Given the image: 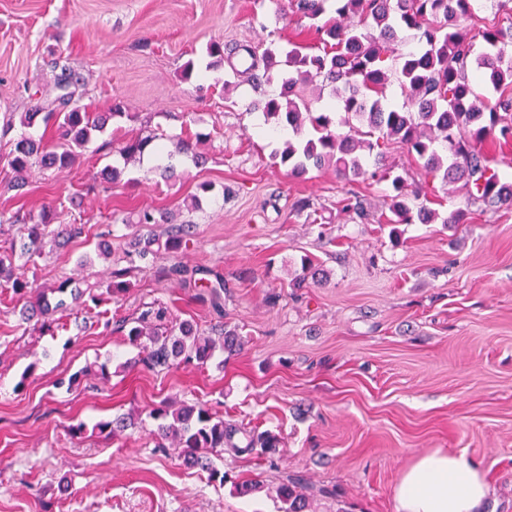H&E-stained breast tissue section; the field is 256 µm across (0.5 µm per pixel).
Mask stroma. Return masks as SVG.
I'll return each instance as SVG.
<instances>
[{
	"instance_id": "obj_1",
	"label": "stroma",
	"mask_w": 512,
	"mask_h": 512,
	"mask_svg": "<svg viewBox=\"0 0 512 512\" xmlns=\"http://www.w3.org/2000/svg\"><path fill=\"white\" fill-rule=\"evenodd\" d=\"M215 39L260 50L314 42L288 0H0V212L84 227L65 246L46 244L26 278L38 288L106 283L133 236L126 217L145 207L196 226L179 257L158 252L134 274L107 317L77 302L65 327L42 331L0 295V512H285L276 489L291 475L330 489L316 512H394L402 471L436 448L481 460L494 487L488 512H512V204L475 205L467 223L442 224L465 204L464 187L445 186L392 141L375 151L388 179L346 181L330 168L290 176L274 156L287 132L251 108L260 92L226 83L228 64L208 68ZM61 60L81 78L79 104H120L116 127L164 145L196 138L206 164L165 180L140 161L113 182L104 170L116 158L96 138L72 167L33 168L16 187L15 142L49 144L56 131L6 116L55 107ZM396 175L421 188L439 222L390 236ZM204 181L212 192L188 210ZM353 196L368 219L344 210ZM302 198L309 208H296ZM104 234L108 259L96 250ZM175 261L221 276V309L157 278ZM152 302L205 333L238 329L240 350L162 372L137 365V348L110 322ZM165 398L270 432L279 450L224 452L216 466L230 478L213 481L177 448H155L149 412ZM118 415L136 427L111 439L70 434ZM246 480L257 488L239 494Z\"/></svg>"
}]
</instances>
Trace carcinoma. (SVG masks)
Wrapping results in <instances>:
<instances>
[{
    "label": "carcinoma",
    "instance_id": "obj_1",
    "mask_svg": "<svg viewBox=\"0 0 512 512\" xmlns=\"http://www.w3.org/2000/svg\"><path fill=\"white\" fill-rule=\"evenodd\" d=\"M292 12L312 22L323 47L317 52L293 45L286 52L289 69L279 70L280 49L270 46L256 55L250 45L235 47L249 64L233 73L255 88L277 84L280 92L264 95L256 104L266 120L288 127L292 137L279 151L281 162L290 166L293 175H303L309 168L332 166L336 175L354 180L365 175L374 179L387 174L368 172L364 167L374 148L373 139L395 140L423 162L429 171L440 175L443 183L464 182L466 206L453 209L444 219L446 224H465L469 206L511 204L512 183L503 182L491 170L480 145L495 135L507 141L512 138V124L501 121L512 117V56L505 46L512 45V27H486L474 31L468 25L472 12L470 0H289ZM414 32L418 47L400 52L403 35ZM481 50H475V42ZM399 54L403 60L401 83L407 104L400 110L387 103L388 74L378 67L383 54ZM480 78L483 89L473 88L469 74ZM320 82L339 92L344 116L336 119L330 112L314 113L301 93L304 85ZM79 76L68 66H61L57 77V107L46 112H23L19 120L31 126L36 119L56 126L57 142L45 150L34 140L22 137L14 145L10 168L22 173L38 166L44 169H65L74 159L76 149L107 132L109 122L123 117L120 106L110 112H91L74 100V87ZM311 125L315 135L305 134ZM154 139L138 134L117 144L106 141L103 147L126 162L144 154ZM184 157L199 166L203 156L188 139L173 142L169 159ZM394 195L389 205L392 217L386 223L431 224L437 213L424 206L413 207L410 198L418 192L409 189L401 176L392 180ZM126 223L145 228L166 224L165 239L136 235L133 249L125 252L110 271L105 293L88 288V298L96 306L126 294L130 277L149 266L148 257L156 250L177 256L189 248L195 225L173 224L168 213L142 209ZM20 224L23 236L5 235L4 226ZM80 224H59L52 227L46 215L24 222L19 213H0V288L11 297L26 301L22 316L27 321L42 319L48 314L68 316L69 305L64 294L71 282L64 280L50 288L34 289L24 276V264L42 251L48 240L80 237ZM126 265H121V262ZM204 269L189 270L180 264L160 272V277L184 285L200 284L202 298L217 305L224 282L202 277ZM118 328L130 344L142 349L138 363L151 371L169 370L181 364H206L215 352L228 354L240 348L235 330L219 328L217 336H202L190 321L169 320L168 310L151 303L138 315L120 320ZM156 421L150 435L157 448L172 444L181 449L187 464L209 472L213 480L224 481L226 473L218 470L213 457L228 448L238 454L260 450L266 455L276 452L278 439L269 432L247 430L224 421L203 403L162 401L149 413ZM135 426L130 417H117L97 422L92 431L111 438ZM288 503V512H310L309 499L328 497L332 491L309 487L303 478L292 475L278 488Z\"/></svg>",
    "mask_w": 512,
    "mask_h": 512
}]
</instances>
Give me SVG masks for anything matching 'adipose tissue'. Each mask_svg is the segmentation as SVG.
<instances>
[{
  "label": "adipose tissue",
  "mask_w": 512,
  "mask_h": 512,
  "mask_svg": "<svg viewBox=\"0 0 512 512\" xmlns=\"http://www.w3.org/2000/svg\"><path fill=\"white\" fill-rule=\"evenodd\" d=\"M491 497L481 462L444 448L418 456L393 492L395 512H487Z\"/></svg>",
  "instance_id": "adipose-tissue-1"
}]
</instances>
